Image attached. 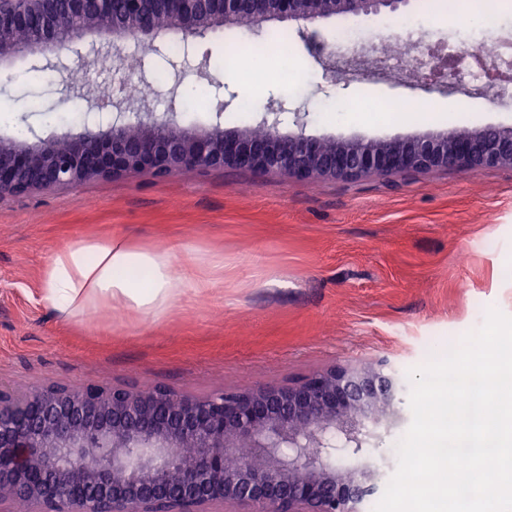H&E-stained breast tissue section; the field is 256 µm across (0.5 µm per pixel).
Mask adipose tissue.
<instances>
[{"instance_id":"obj_1","label":"adipose tissue","mask_w":512,"mask_h":512,"mask_svg":"<svg viewBox=\"0 0 512 512\" xmlns=\"http://www.w3.org/2000/svg\"><path fill=\"white\" fill-rule=\"evenodd\" d=\"M176 263L173 249L138 247L126 237L82 239L58 250L41 273V292L59 323L81 321L102 304L119 303L158 316L186 293L211 287L208 270L224 267L223 257L196 253Z\"/></svg>"}]
</instances>
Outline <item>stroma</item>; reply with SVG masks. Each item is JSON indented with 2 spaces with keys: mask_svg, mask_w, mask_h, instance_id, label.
Returning a JSON list of instances; mask_svg holds the SVG:
<instances>
[{
  "mask_svg": "<svg viewBox=\"0 0 512 512\" xmlns=\"http://www.w3.org/2000/svg\"><path fill=\"white\" fill-rule=\"evenodd\" d=\"M443 12L440 0H411L405 15L423 23L411 34L385 11L271 21L251 33L227 26L196 44L204 78L182 67L171 34L149 51L122 44L119 54L138 61L130 83H153L154 112L176 108L201 130L254 126L273 99L304 106L310 136L376 140L441 130L438 122L399 121L394 106L415 97L459 105L454 130L512 126V99L427 91L408 74L377 68L382 42L400 53L416 41L466 52L467 24L448 27ZM349 27L364 37L351 58L336 43ZM243 37L270 61L258 89L246 62L236 66L239 79L225 73ZM112 85L99 64L72 79L15 58L0 65V137L81 132L72 111ZM115 235L141 246L192 244L222 255L224 272L158 318L112 305L83 322L58 323L42 299L41 268L70 243ZM176 260L187 256L178 250ZM491 308L512 315V167L354 179L231 167L179 168L160 178L143 169L0 196V383L22 391L94 382L206 396L284 385L335 365L387 360L406 371L478 330ZM408 427L378 430L367 460L378 466L380 486L396 470Z\"/></svg>",
  "mask_w": 512,
  "mask_h": 512,
  "instance_id": "1",
  "label": "stroma"
}]
</instances>
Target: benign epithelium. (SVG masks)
<instances>
[{"instance_id":"obj_1","label":"benign epithelium","mask_w":512,"mask_h":512,"mask_svg":"<svg viewBox=\"0 0 512 512\" xmlns=\"http://www.w3.org/2000/svg\"><path fill=\"white\" fill-rule=\"evenodd\" d=\"M410 0H0V62L30 56L60 73L112 52L116 42L178 32L195 40L226 26L253 31L278 19L391 12ZM466 58L416 61L426 89L461 81ZM98 107L95 128L29 142L0 138V195L78 185L148 169L284 171L298 179L431 168L512 167V127L430 132L390 140L283 134L281 101L258 125L203 133L147 103ZM407 383L384 361L333 367L293 385L177 397L164 387L49 385L18 392L0 383V510L24 499L31 512H360L377 489L362 456L375 429L404 420Z\"/></svg>"}]
</instances>
